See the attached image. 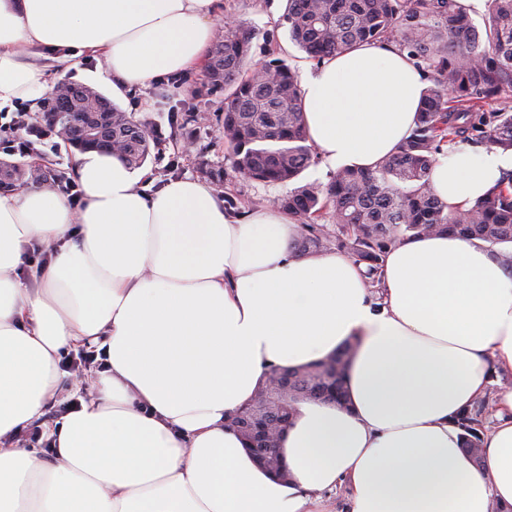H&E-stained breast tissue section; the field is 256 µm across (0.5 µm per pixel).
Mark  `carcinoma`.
Here are the masks:
<instances>
[{
    "label": "carcinoma",
    "mask_w": 512,
    "mask_h": 512,
    "mask_svg": "<svg viewBox=\"0 0 512 512\" xmlns=\"http://www.w3.org/2000/svg\"><path fill=\"white\" fill-rule=\"evenodd\" d=\"M484 29L475 28L461 0H286L283 21L291 40L313 60L362 43H391L428 73L415 128L373 170L344 165L325 186L305 184L279 206L306 228L302 253L336 247L363 265L371 284L387 248L401 240L452 231L505 254L512 247V173L469 207L448 211L428 185L443 146L461 139L486 141L512 151V0H488ZM252 30L238 20L224 29L205 67L211 86L224 91V144L234 169L263 183L294 180L312 160L295 70L276 59L258 72L250 60ZM52 93L63 104L41 107L40 127L61 136L89 122L100 137L73 136L76 152L114 148L130 168L150 154L146 122L112 104L88 85L59 83ZM0 189L54 183L58 170L4 164ZM335 224L329 233L322 221ZM355 344L318 362L285 369L291 393L282 416L293 421L301 401H346L344 377ZM271 371V375L283 372ZM485 401L458 414L463 452L476 466L486 431Z\"/></svg>",
    "instance_id": "cac0c4a2"
}]
</instances>
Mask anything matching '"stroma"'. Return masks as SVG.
Returning <instances> with one entry per match:
<instances>
[{"label": "stroma", "mask_w": 512, "mask_h": 512, "mask_svg": "<svg viewBox=\"0 0 512 512\" xmlns=\"http://www.w3.org/2000/svg\"><path fill=\"white\" fill-rule=\"evenodd\" d=\"M231 4L234 14L254 32L252 61L262 64L275 58L285 60L297 73H305L312 61L290 39L282 16L286 0H219ZM49 86L69 81L96 87L122 111L152 123L158 146L143 169L155 186L179 179H196L222 191L227 205L259 208L285 198L296 185L328 184L331 166L313 159L297 182L265 184L249 181L234 171L224 144L223 94L212 92L203 71L175 73L173 80L158 79L148 87H130L122 94L112 92V72L88 56L71 53L66 66L47 61ZM199 121L194 131L179 126L187 111Z\"/></svg>", "instance_id": "35a3bbf8"}]
</instances>
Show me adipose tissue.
Masks as SVG:
<instances>
[{"label":"adipose tissue","mask_w":512,"mask_h":512,"mask_svg":"<svg viewBox=\"0 0 512 512\" xmlns=\"http://www.w3.org/2000/svg\"><path fill=\"white\" fill-rule=\"evenodd\" d=\"M216 0H0V109L37 102L46 67L21 47L107 61L123 86L202 68ZM424 78L408 54L363 44L300 83L309 140L330 165L375 168L415 124ZM512 171V153L446 145L428 182L468 206ZM85 203L44 186L0 195V512H512V386L495 395L482 462L456 414L490 369L512 371V265L482 242L433 234L389 247L374 303L345 252H299L272 207H226L213 188H153L116 155L75 157ZM53 255L36 287L17 272ZM356 349L347 402L303 403L281 446V482L229 424L278 368ZM99 369L64 386L61 359ZM75 405L50 410L62 389ZM90 399H80L83 389ZM39 428L50 452L6 448Z\"/></svg>","instance_id":"ef3b65f1"}]
</instances>
